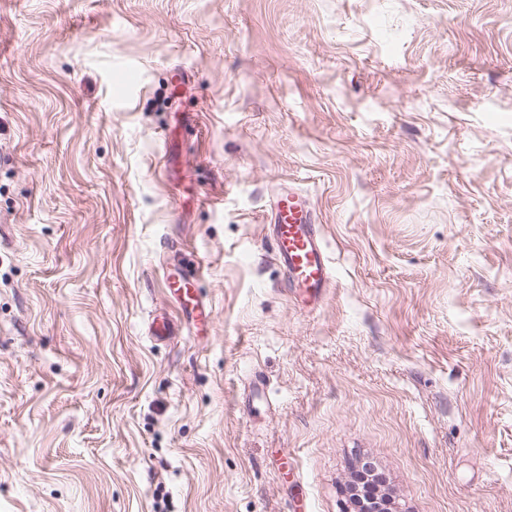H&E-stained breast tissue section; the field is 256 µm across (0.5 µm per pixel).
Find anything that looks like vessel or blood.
<instances>
[{
    "label": "vessel or blood",
    "instance_id": "b4317fda",
    "mask_svg": "<svg viewBox=\"0 0 512 512\" xmlns=\"http://www.w3.org/2000/svg\"><path fill=\"white\" fill-rule=\"evenodd\" d=\"M268 220L275 258L289 288L303 305H314L332 287L334 271L307 195L290 185L282 187L272 199ZM202 274L198 264L166 275L172 299L197 336L208 335L215 321L212 306L197 286Z\"/></svg>",
    "mask_w": 512,
    "mask_h": 512
}]
</instances>
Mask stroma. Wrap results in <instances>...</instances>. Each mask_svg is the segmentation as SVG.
<instances>
[{
	"label": "stroma",
	"instance_id": "1",
	"mask_svg": "<svg viewBox=\"0 0 512 512\" xmlns=\"http://www.w3.org/2000/svg\"><path fill=\"white\" fill-rule=\"evenodd\" d=\"M362 458L396 512H512V0H0V512H354ZM268 220L288 288L304 306L314 305L332 288L334 271L309 198L291 185L283 186L270 203ZM202 263L199 259L191 270L182 269L166 275L170 296L177 304L194 336H207L215 321L212 306L197 287V280L203 274Z\"/></svg>",
	"mask_w": 512,
	"mask_h": 512
}]
</instances>
